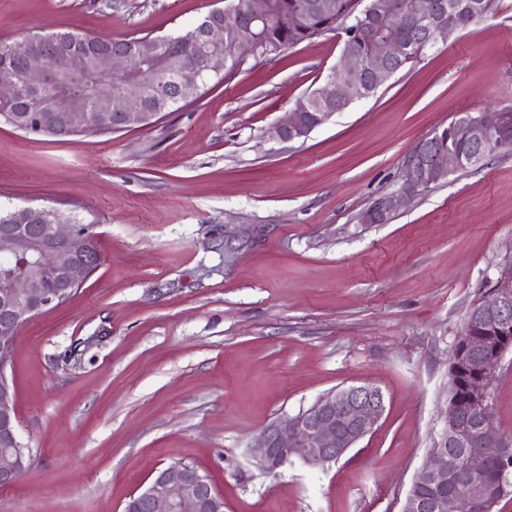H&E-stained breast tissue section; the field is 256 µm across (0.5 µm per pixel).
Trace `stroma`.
Segmentation results:
<instances>
[{"instance_id": "1", "label": "stroma", "mask_w": 512, "mask_h": 512, "mask_svg": "<svg viewBox=\"0 0 512 512\" xmlns=\"http://www.w3.org/2000/svg\"><path fill=\"white\" fill-rule=\"evenodd\" d=\"M215 3L0 0V38L183 34ZM342 46L328 31L249 61L145 129L60 138L0 120V210H61L93 225L101 256L19 332L7 374L33 456L0 512H123L178 462L224 512H400L445 426L466 313L512 254V148L387 223L360 216L457 113L512 106V0L308 138H269ZM365 383L385 414L335 464L247 459L271 422ZM490 402L512 434V350Z\"/></svg>"}]
</instances>
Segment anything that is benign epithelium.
Segmentation results:
<instances>
[{"instance_id":"1","label":"benign epithelium","mask_w":512,"mask_h":512,"mask_svg":"<svg viewBox=\"0 0 512 512\" xmlns=\"http://www.w3.org/2000/svg\"><path fill=\"white\" fill-rule=\"evenodd\" d=\"M365 12L376 18L375 30L370 33L373 49L362 58L351 43L343 45L327 81L332 104L316 113L318 126L364 98L360 76L367 77L369 86L376 89L397 72L394 62L402 53L397 30L404 24L392 5L381 11L368 7ZM246 14L251 24L266 23L269 0H248ZM414 18L427 43H445L448 34L457 31L453 10L443 0H432L415 12ZM224 34L225 25L209 16L188 33V40L203 58L197 77L226 72ZM5 51L22 65L19 79L0 81V108L6 110L16 101L22 102L17 111L8 113L9 121L18 128H53L69 133L97 128L112 132L146 128L158 118V113L148 111L142 90L144 75L139 69V61L151 53L148 45L94 37L77 48L62 37L44 41L25 38L10 42ZM235 55L240 61L257 59L259 49L246 38L236 45ZM87 78L107 84L118 79L121 85L107 89L93 104L65 89ZM50 81L61 88L46 95L43 88ZM311 106L308 96L301 97L287 119L272 128L271 136L288 142L307 138L312 129L306 126L304 116ZM504 125L502 111L461 112L448 128V138L484 146ZM439 138L436 134L417 146L406 161L402 188L375 200L361 215V223L387 222L419 190L486 157L482 151L464 157L451 148H438L435 143ZM100 260L99 253L88 248L79 225L71 223L58 209H18L12 223L0 224V281L5 282L0 289V488L17 483L32 461L19 432L16 387L6 374L19 331L32 318L63 304ZM465 328L468 336L459 356L451 358V367L463 364L469 369L471 381L466 396L449 397L445 427L435 447L428 450L400 512H486L487 489L475 482L437 502L421 495L426 486L448 482L450 445L470 448L479 459L496 465L503 481L512 472V441L494 427L486 406L487 381L501 368L505 353L512 348V253L505 257L486 296L470 307ZM467 409L477 410L479 421L474 429L463 422ZM385 411V396L377 386L333 389L309 408L269 424L247 446V455L268 473L296 465L321 468L338 461L359 440L373 433ZM132 500L137 512H224V497L199 468L186 463L158 470Z\"/></svg>"}]
</instances>
